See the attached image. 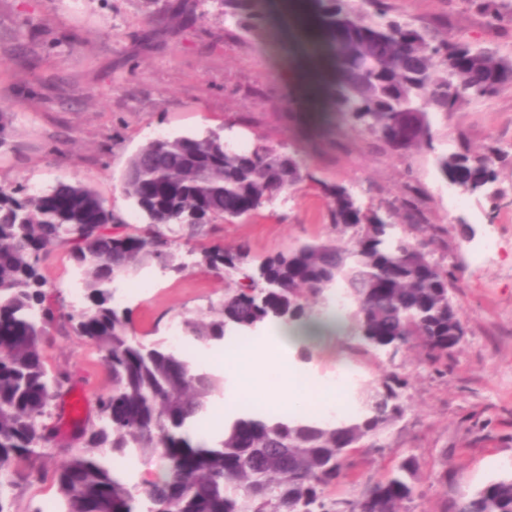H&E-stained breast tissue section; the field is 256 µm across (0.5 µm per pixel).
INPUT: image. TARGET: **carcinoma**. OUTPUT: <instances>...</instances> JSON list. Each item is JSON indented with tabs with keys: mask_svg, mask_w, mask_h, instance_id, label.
<instances>
[{
	"mask_svg": "<svg viewBox=\"0 0 512 512\" xmlns=\"http://www.w3.org/2000/svg\"><path fill=\"white\" fill-rule=\"evenodd\" d=\"M495 28L512 27V10L501 0H468ZM324 42L342 71L333 111L327 123L339 133L360 131L392 150H435L433 118L448 114L467 99L489 98L512 80V62L497 53L426 26L415 27L389 16V0H366L360 9L351 0H319ZM245 0H224L227 15L245 32L259 34L263 16L241 15ZM459 53L473 58L474 69L496 63L495 80L463 81L448 74V63ZM413 129L406 144L396 143L402 129ZM197 148L186 152L180 138L145 142L130 158L123 181L144 225L128 223L92 188L59 182L35 192L18 185L0 187V501L6 489L51 480L61 502L60 512H402L404 504L421 496L422 465L413 455L403 458L387 475L356 498H332L327 489L350 467L358 445L377 436L404 417L407 381L397 372L381 379L361 407L346 418L326 419L318 413L281 416L249 409L225 425L224 433L194 439L189 430L212 402L223 378L165 339H136L128 311L112 302L110 285L143 266L156 264L178 272L181 255L163 232L171 226L196 230L222 223L228 199L260 203L303 179L309 155L281 154L269 146L251 149L224 145L216 132L196 135ZM217 152L225 154L224 171L210 165ZM498 154H473L464 149L436 156L440 176L474 191L495 181ZM162 185L157 194L140 198L137 184ZM198 197L210 200V210L190 218ZM353 195L334 193L329 208L332 224L348 223ZM411 230L444 229L428 223L420 190L404 192L364 217L366 232L376 235L391 252L404 281L387 297L367 294L371 269L354 247L333 242L304 243L279 251L258 265L246 263L241 245L202 251L205 265L224 266L247 284L224 290V301L213 317H185L183 332L208 349L250 339L252 323L302 329L313 322L353 320L358 329L389 337L404 349L416 346L436 375L448 374V337L466 335L464 317L453 300L459 270L436 260L427 243L397 231L394 219ZM25 226L30 238L44 243L41 257L32 256L15 238L14 226ZM64 227L72 259L84 268L88 305L68 309L54 305L45 291L40 264L57 246ZM437 268L433 283L418 287L413 268L423 262ZM282 287L269 288L266 306L253 305L252 295L264 287L258 270ZM348 295L353 309L335 315L311 306V300L334 287ZM87 339L99 352L112 387L97 395L98 423L77 427L76 446L68 448L53 471L43 467L52 447L40 427L57 414V400L72 386L65 368L49 373L45 346L50 330ZM180 362L184 376L174 381L170 364ZM153 457L157 468L133 483L115 472L107 457ZM456 512H512V473L492 479L464 494Z\"/></svg>",
	"mask_w": 512,
	"mask_h": 512,
	"instance_id": "1",
	"label": "carcinoma"
}]
</instances>
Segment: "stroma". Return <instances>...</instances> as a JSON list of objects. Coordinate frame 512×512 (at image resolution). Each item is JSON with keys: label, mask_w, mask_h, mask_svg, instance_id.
I'll return each instance as SVG.
<instances>
[{"label": "stroma", "mask_w": 512, "mask_h": 512, "mask_svg": "<svg viewBox=\"0 0 512 512\" xmlns=\"http://www.w3.org/2000/svg\"><path fill=\"white\" fill-rule=\"evenodd\" d=\"M174 0H0V185L48 189L58 182L96 190L124 217L136 210L121 194L129 158L147 140L208 130L235 142H256L291 154L315 145L310 171L291 191L249 216L187 231L173 238L186 267L178 274L154 270L148 294L128 295L136 277L113 284L123 296L139 339L170 336L186 316L206 315L224 299L236 273L206 269L201 252L246 244L250 261L301 243L345 244L351 231L334 228L328 208L334 189L352 190L367 206L398 195L414 177L426 194L430 223L448 229V248L431 244L434 257L462 269L455 299L466 324L447 376L431 374L418 349L396 357L368 349L356 354L363 387L396 371L408 380L406 413L377 437L383 453L361 444L334 497H354L390 472L406 455L424 471L447 467V485L424 484L411 512H454L460 495L512 470V84L497 95L466 100L433 121L435 151L487 154L503 150L494 188L467 193L468 206L449 212L430 171L435 151L376 150L353 133L337 145L327 128L305 116L288 79L250 35L227 19L224 0H199L190 14L174 15ZM397 19L461 36L512 58V30L488 27L466 0H390ZM167 29L153 37L152 20ZM497 240L491 257L476 262L472 245ZM40 272L46 288L71 306L67 287L77 267L68 250L54 248ZM356 338L354 323L310 342L312 374H331ZM49 369L68 368L88 399L109 389L94 346L77 336L54 335L46 348Z\"/></svg>", "instance_id": "obj_1"}]
</instances>
